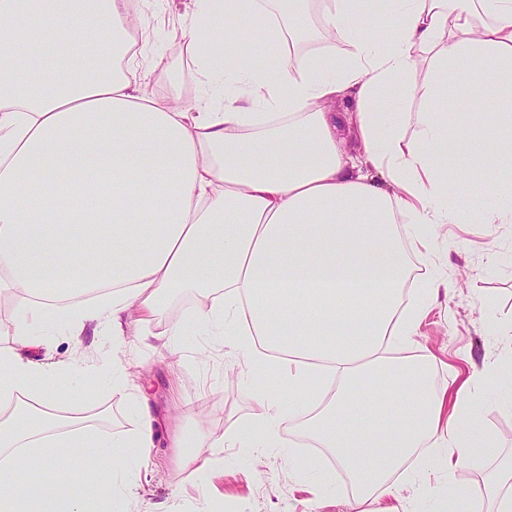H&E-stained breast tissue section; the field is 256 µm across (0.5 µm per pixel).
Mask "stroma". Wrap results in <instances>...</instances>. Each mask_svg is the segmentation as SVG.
Returning a JSON list of instances; mask_svg holds the SVG:
<instances>
[{
  "label": "stroma",
  "instance_id": "35a3bbf8",
  "mask_svg": "<svg viewBox=\"0 0 512 512\" xmlns=\"http://www.w3.org/2000/svg\"><path fill=\"white\" fill-rule=\"evenodd\" d=\"M169 71L152 79L147 92L193 95V66L182 45L161 43ZM444 271L454 284L423 319L409 358L429 365L438 384L458 388L485 365L489 351L512 349V338L494 335L492 318H512V223L452 224L438 244ZM199 299L190 288L173 290L147 324L148 342L128 337L121 358L137 372L160 422L159 448L143 463L128 490L130 512H354L345 470L335 469L331 492L301 481L297 465L325 466L327 449L308 453L300 446L301 417L283 419L280 448L266 453L245 448L224 451V471L203 476L183 469L169 440L174 432H191L206 424L215 434L248 425L262 409V391L277 384L262 379L246 358L232 361L221 345L193 327H182ZM52 361L67 365L80 356L111 358L112 339L86 327L81 340L60 334L47 337ZM512 367H505L481 392L476 415L501 454H512ZM87 407L89 431L117 434L132 430L136 418L125 398L107 384L77 380L63 392L64 412ZM28 483L65 479L68 487L94 501L96 512H112L107 488L97 471L54 472L29 461L20 467Z\"/></svg>",
  "mask_w": 512,
  "mask_h": 512
}]
</instances>
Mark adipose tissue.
<instances>
[{
	"label": "adipose tissue",
	"instance_id": "1",
	"mask_svg": "<svg viewBox=\"0 0 512 512\" xmlns=\"http://www.w3.org/2000/svg\"><path fill=\"white\" fill-rule=\"evenodd\" d=\"M170 3L0 0V292L27 296L0 331V512L32 497L91 512L62 485L18 481L30 459L96 468L124 497L127 456L150 457L156 421L128 367L89 359L63 372L28 353L46 326L78 336L92 323L123 345L178 287L203 299L187 325L223 337L232 356L249 344V362L286 391L248 428L173 434L183 467L207 474L223 468V449L278 448L285 410L331 371L341 383L304 433L349 472L356 505L427 443L451 512L469 508L461 469L493 455L485 498L512 512V456L479 432L474 411L500 354L453 391L426 368H397L405 387L393 414L389 393L366 389L452 288L442 228L512 223V0H382L368 18L360 0H323L322 38L348 47L339 60L300 52L307 0H189L167 28L156 17ZM84 16L99 28H80ZM234 25L262 47L237 41ZM161 37L183 44L196 96L145 93L168 70ZM348 97L354 155L330 109ZM106 373L137 427L96 440L99 457L75 456L85 419L59 413L53 390L68 375Z\"/></svg>",
	"mask_w": 512,
	"mask_h": 512
}]
</instances>
